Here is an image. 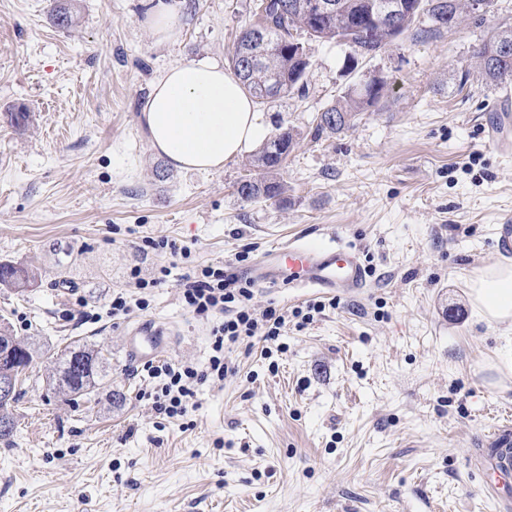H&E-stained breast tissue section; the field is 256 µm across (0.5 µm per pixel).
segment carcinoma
Returning a JSON list of instances; mask_svg holds the SVG:
<instances>
[{
  "label": "carcinoma",
  "instance_id": "cac0c4a2",
  "mask_svg": "<svg viewBox=\"0 0 512 512\" xmlns=\"http://www.w3.org/2000/svg\"><path fill=\"white\" fill-rule=\"evenodd\" d=\"M257 0L258 22L265 24L267 41L259 48L257 64L252 68L243 66L241 56L232 55L234 73L241 79L256 103L265 105L276 99L295 94L301 89L310 62L306 47L297 39L302 31L311 39L324 42L348 44L351 55L347 57V67L352 69L358 59H372L389 43L387 35L373 22L372 8L377 0H331L334 12L313 20L303 12L279 14L276 6L280 0ZM407 13L401 18V30L408 29L422 17L436 27H456L462 24L480 23L471 17L462 0H404ZM50 14L56 25L69 29L75 25L70 7L53 0ZM475 68L486 85L492 87L512 83V27L501 30L475 53ZM384 85L373 82L361 88H351L337 104L326 108L316 117V132L335 134L354 126L359 112L379 103ZM296 145V135L290 127H278L277 132L263 144L254 155L253 162L262 169L260 178L246 177L236 189L238 197L245 202L260 199L288 203L287 188L278 180L277 171L282 162ZM40 273L33 268L0 262V288L17 294L27 291L37 284ZM11 349L13 358L0 363V372H15V381H20L19 368H28L37 350L31 344L13 336L6 326H0V351ZM56 375V386L63 394L74 397H87L96 390H107L112 396V385L106 380L104 366L106 358L102 350L85 344L66 348L60 354L50 357Z\"/></svg>",
  "mask_w": 512,
  "mask_h": 512
}]
</instances>
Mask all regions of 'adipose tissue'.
I'll return each mask as SVG.
<instances>
[{"instance_id":"obj_1","label":"adipose tissue","mask_w":512,"mask_h":512,"mask_svg":"<svg viewBox=\"0 0 512 512\" xmlns=\"http://www.w3.org/2000/svg\"><path fill=\"white\" fill-rule=\"evenodd\" d=\"M154 150L174 168L223 169L265 133L241 82L216 62H186L159 77L142 108ZM480 319L512 328V263L485 266L469 282Z\"/></svg>"}]
</instances>
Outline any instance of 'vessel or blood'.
<instances>
[{
    "label": "vessel or blood",
    "mask_w": 512,
    "mask_h": 512,
    "mask_svg": "<svg viewBox=\"0 0 512 512\" xmlns=\"http://www.w3.org/2000/svg\"><path fill=\"white\" fill-rule=\"evenodd\" d=\"M265 255L270 262L287 267L288 275L283 283L291 288L353 294L367 286L366 268L359 250L333 234L320 242L303 239L279 242L267 249ZM166 343L161 328L142 324L131 330L128 351L134 359L149 361L164 350ZM495 443L486 469L488 485L492 488L512 475V428L498 430Z\"/></svg>",
    "instance_id": "1"
}]
</instances>
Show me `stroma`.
Wrapping results in <instances>:
<instances>
[{
  "label": "stroma",
  "mask_w": 512,
  "mask_h": 512,
  "mask_svg": "<svg viewBox=\"0 0 512 512\" xmlns=\"http://www.w3.org/2000/svg\"><path fill=\"white\" fill-rule=\"evenodd\" d=\"M155 2L72 0L76 25L64 30L49 0H0V261L41 273L25 295L0 290V319L42 352L99 346L125 396L67 400L35 358L14 436L0 442V512H498L480 463L512 424V369L503 326L478 319L467 282L505 258L495 239L512 221V156L487 134L498 90L475 76L460 85L459 73L512 26V0H494L479 25L420 20L351 72L347 46L306 40L303 88L262 109L268 132L297 134L284 206L238 198L252 153L217 172L171 169L139 121L171 66L229 65L257 21L254 0H173L183 28L168 44L145 22ZM372 77L386 83L380 104L316 135L317 114ZM332 233L360 247L368 288L257 285L259 309L327 306L271 355L241 340L233 372L196 384L185 416L156 413L158 381L129 358V329L163 325L164 360L200 371L212 354L214 322L184 307L180 276ZM145 236L191 257L142 253ZM159 264L172 268L166 285L131 287V266ZM120 291L148 308L111 315Z\"/></svg>",
  "instance_id": "obj_1"
}]
</instances>
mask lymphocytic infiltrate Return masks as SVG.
Segmentation results:
<instances>
[{
  "instance_id": "lymphocytic-infiltrate-1",
  "label": "lymphocytic infiltrate",
  "mask_w": 512,
  "mask_h": 512,
  "mask_svg": "<svg viewBox=\"0 0 512 512\" xmlns=\"http://www.w3.org/2000/svg\"><path fill=\"white\" fill-rule=\"evenodd\" d=\"M246 259V254L242 253L235 262L200 264L181 276V299L185 307L202 318L219 312L224 319L212 329L213 354L206 374H199L196 368L181 363L147 366L148 375L162 381L153 403L158 413L170 418L185 416L195 382L206 375L223 380L230 370L224 351L241 338L259 336L267 342L275 341L288 322H295L301 328L324 310L325 304L320 300L289 313L272 306L257 310L252 303L256 283L237 268L238 263Z\"/></svg>"
}]
</instances>
